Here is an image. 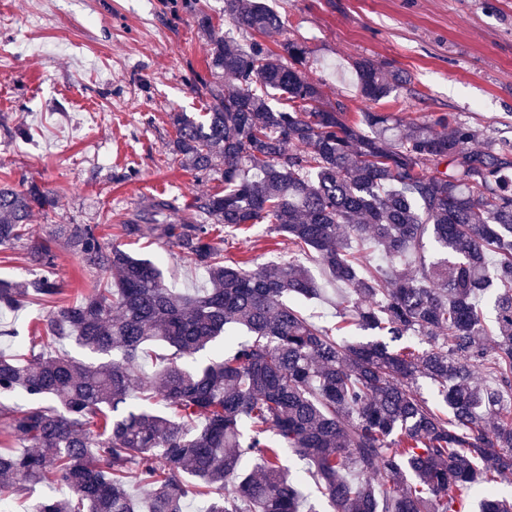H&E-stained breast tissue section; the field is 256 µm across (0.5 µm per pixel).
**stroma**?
<instances>
[{
  "label": "stroma",
  "mask_w": 512,
  "mask_h": 512,
  "mask_svg": "<svg viewBox=\"0 0 512 512\" xmlns=\"http://www.w3.org/2000/svg\"><path fill=\"white\" fill-rule=\"evenodd\" d=\"M262 2L288 38L305 42L307 76L346 111L371 106L353 67L370 59L406 79L375 111L407 121L445 113L479 139L512 140V0ZM207 49L184 0H0V53L12 58L0 75V183L33 182L58 200L29 225L30 240H50L52 266L30 262L24 245L0 246V279L51 274L62 305L88 294L104 273L52 238L57 225L87 224L102 243L154 259L167 287L205 285L203 270L151 233L128 237L121 226L148 199L166 198L183 215L195 197L224 187L168 150V112L206 108L192 85ZM213 237L226 258L252 266L288 257L285 238L264 224ZM49 310L34 297L19 311L1 309L0 348L24 353Z\"/></svg>",
  "instance_id": "35a3bbf8"
}]
</instances>
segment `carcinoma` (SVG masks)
<instances>
[{
    "instance_id": "1",
    "label": "carcinoma",
    "mask_w": 512,
    "mask_h": 512,
    "mask_svg": "<svg viewBox=\"0 0 512 512\" xmlns=\"http://www.w3.org/2000/svg\"><path fill=\"white\" fill-rule=\"evenodd\" d=\"M189 9L208 38L207 75L194 82L208 111L168 113L169 151L197 174L220 173L224 191L195 198L178 223L171 202L152 199L123 230L147 224L209 287L173 291L154 261L86 224L61 225L57 237L108 278L51 310L25 357L0 350V419L25 442L0 449V496L60 484L70 497L27 512H184L190 497L206 512H302L288 450L310 462L332 512H467L475 497L481 512H512L497 490L512 474V143L474 148L476 130L446 114L352 118L302 72L304 45L244 51L195 0ZM224 16L245 32L284 30L255 0H224ZM355 69L371 103L403 83L368 60ZM55 205L36 183H1L0 246L24 241L32 262L51 266L27 226ZM218 224H267L312 251L342 288L336 313L374 339H341L285 301L321 296L299 261L224 263ZM488 289L492 331L475 304ZM32 293L61 291L46 276L0 280V308ZM70 341L106 360L51 351ZM156 343L174 358L144 378ZM421 379L436 385L433 400ZM133 392L141 403L130 407Z\"/></svg>"
}]
</instances>
